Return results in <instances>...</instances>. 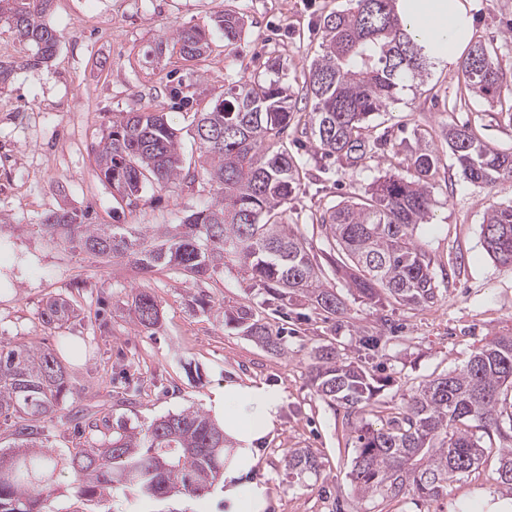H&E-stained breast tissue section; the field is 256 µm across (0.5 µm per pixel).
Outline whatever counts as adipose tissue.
Returning <instances> with one entry per match:
<instances>
[{
  "label": "adipose tissue",
  "mask_w": 512,
  "mask_h": 512,
  "mask_svg": "<svg viewBox=\"0 0 512 512\" xmlns=\"http://www.w3.org/2000/svg\"><path fill=\"white\" fill-rule=\"evenodd\" d=\"M405 23L422 26L429 57L455 65L471 44V0H397ZM284 393L269 385L228 382L215 413L224 421L229 442L224 453L225 512H266L267 488L251 474L260 460V444L274 430Z\"/></svg>",
  "instance_id": "adipose-tissue-1"
}]
</instances>
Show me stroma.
<instances>
[{
  "instance_id": "obj_1",
  "label": "stroma",
  "mask_w": 512,
  "mask_h": 512,
  "mask_svg": "<svg viewBox=\"0 0 512 512\" xmlns=\"http://www.w3.org/2000/svg\"><path fill=\"white\" fill-rule=\"evenodd\" d=\"M349 0H53L46 16L60 42L54 57L33 65L28 44L0 18V61L15 63L0 86V349L44 348L64 366L71 393L44 423V446L60 457L102 441L113 428L141 429L187 408L212 412L224 384H272L285 394L280 421L261 444L253 473L268 488L267 512H487L512 499L497 479L498 451L512 436L482 437L489 450L471 474L433 499L413 495L356 499L348 474L357 454L344 405L316 395L309 373L313 347L338 353L388 384L376 410L403 406L420 383L462 368L491 340L512 336V267L488 254L481 234L487 212L512 202V179L493 185L467 181L443 138L451 126H468L489 146L512 151V114L470 93L458 69L434 66L424 84L402 91L370 120L386 145L354 169L322 156L315 142L293 144L301 185L283 221L302 236L311 256L324 262L329 243L313 218L323 209L364 193L377 178L398 173L397 151L429 142L440 157L432 181L433 206L418 226L439 289L434 304L409 307L359 298L342 280L327 276L347 311L329 316L297 298L270 300L239 266L193 280L167 268L142 272L128 259L96 258L56 243L39 228L62 206L89 211L96 224H138L143 233L181 223L211 204L203 178L146 189L134 203L112 195L97 175L93 149L113 121L129 112L165 114L178 129L184 166L198 158L192 115L223 97L228 84L267 73L280 60L299 117L312 102L304 74L320 52L324 17ZM473 33L492 45L512 77V0H473ZM244 18L240 40L225 48L217 16ZM207 28L211 52L183 60L178 34ZM464 97V109L448 100ZM161 304L151 330L138 327L130 307L137 292ZM66 300L67 321L46 324L49 301ZM247 309L282 334V351L267 352L228 323ZM377 337L366 348V337ZM311 449L318 474L289 473L288 450ZM59 490L45 512H220L219 490L188 498L128 502L120 495L93 504L74 489L70 468L57 475Z\"/></svg>"
}]
</instances>
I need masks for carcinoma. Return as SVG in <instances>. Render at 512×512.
Listing matches in <instances>:
<instances>
[{"instance_id":"obj_1","label":"carcinoma","mask_w":512,"mask_h":512,"mask_svg":"<svg viewBox=\"0 0 512 512\" xmlns=\"http://www.w3.org/2000/svg\"><path fill=\"white\" fill-rule=\"evenodd\" d=\"M51 0H0V17L13 21L18 36L36 49L31 62L49 61L59 35L45 20ZM396 0H354V6L323 19L321 53L304 76L313 101L309 134L326 157L355 168L382 145L370 131V117L397 100L407 83L422 80L431 65L396 12ZM226 46L240 38L238 16L218 17ZM185 60L201 58L209 48L206 30L192 27L176 40ZM461 77L489 103L512 99L495 50L473 41L460 62ZM272 76L228 87L224 98L193 114L198 167L218 196L216 202L165 226L153 241L130 224H87L84 213L60 209L41 229L63 244L94 256L132 258L148 271L170 267L194 279L224 269L233 255L276 300L300 294L315 308L342 314L345 303L324 283V269L311 258L303 239L281 223V208L300 185V166L282 138L296 117L282 67ZM445 141L464 177L493 185L512 176V151L484 144L468 128L450 127ZM440 158L428 143H419L403 164L412 177L392 174L377 179L366 197L328 207L318 223L325 228L331 272L359 297L373 303L393 300L424 306L437 300L429 263L414 237L430 214L431 180ZM99 176L122 199L137 198L148 187H165L182 174L180 143L160 112H131L112 123L96 149ZM488 253L512 266V205L491 211L482 225ZM131 311L145 329L158 325L160 305L146 291L136 295ZM68 317L65 303L53 301L44 321ZM237 321L263 347L281 350L280 335L247 311ZM311 381L316 394L340 403L357 417L358 453L350 472L356 495L391 498L414 494L436 498L458 477L476 470L487 449L473 431L501 430L499 396L512 389V337L497 338L476 350L463 369L440 374L415 389L404 407L367 420L378 387L364 370L342 361L336 348L314 349ZM69 393L65 371L50 351L27 346L0 350V416L13 420L15 451L0 453V512H44L56 491L59 458L42 450L43 422ZM224 425L199 409H186L154 420L144 429L123 426L100 446L80 448L68 464L78 493L89 501L120 492L127 500L164 498L171 493L196 497L224 476ZM498 479L512 487V448H500ZM286 467L299 473L318 470L308 449L287 451Z\"/></svg>"}]
</instances>
